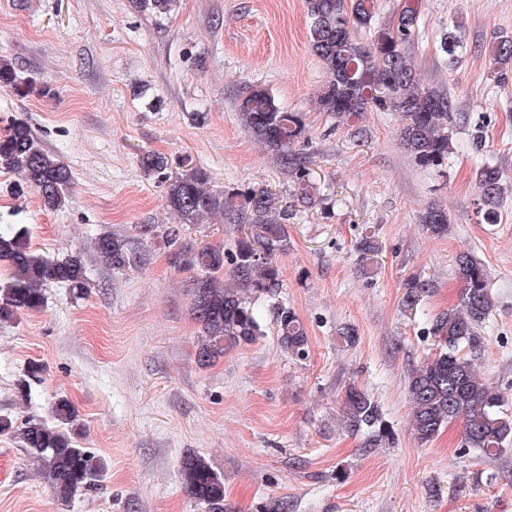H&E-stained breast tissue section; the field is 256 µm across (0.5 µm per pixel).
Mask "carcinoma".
Listing matches in <instances>:
<instances>
[{
  "mask_svg": "<svg viewBox=\"0 0 512 512\" xmlns=\"http://www.w3.org/2000/svg\"><path fill=\"white\" fill-rule=\"evenodd\" d=\"M134 6L157 19L167 17L176 0H133ZM310 20L309 42L320 59L327 80L317 95L319 108L338 124L351 127L353 137L366 135L364 113L375 108L400 112V142L415 164L425 169L442 167L452 154V113L448 90L421 81L426 70L436 72L456 62L462 43L458 32L441 40L443 58L416 62L408 48L419 26L421 0H404L400 12L389 23L375 25L376 0H305ZM370 34L368 44L356 41L360 31ZM512 63V39L492 43V70ZM0 88L17 95L29 85L17 74L13 63L0 59ZM240 119L260 143L281 173L298 185L304 199L320 193L301 152L305 124L298 112L284 110L262 87H250L237 105ZM141 169L166 187L171 212L179 223L159 229L141 225V233L159 239L171 264L185 279L190 311L201 326L197 357L208 365L230 348L248 345L261 335L259 315L253 300L274 295L280 288L279 257L288 252V213L267 190L226 194L208 187L210 175L191 166L181 174L166 173L168 161L158 153H143ZM0 169L18 173L23 183L41 198L45 208L59 211L70 198L72 172L59 155L44 149L31 125L14 120L0 134ZM480 201L489 216L503 198L506 187L497 167L483 162L476 166ZM216 213L237 226L235 247L226 252L210 244L189 247L183 242V225L195 224ZM420 223L435 236L448 234L450 217L442 205L427 204ZM94 251L106 266L124 269L134 261L125 240L104 232L94 239ZM379 246L375 236L359 242V265L373 264ZM0 260L8 263L9 277L0 285V324L13 322L23 311H38L46 300V288L62 284L75 293L87 288L79 256L53 258L32 249L28 235L10 224H0ZM455 276L460 283L458 305L438 313L429 334L438 338L436 353L412 370L407 393L412 405L411 428L423 444L437 437L442 428L462 423L463 450L475 448L486 459H495L512 442V416L503 411L498 387L485 378L477 354L482 345L483 325L495 301L488 287L487 268L469 254L455 258ZM281 346L296 356L308 351V336L297 315L286 306L273 311ZM42 368L30 363L17 390L27 394L31 383L41 381ZM56 424L27 419L17 423L0 415V434L22 443L25 456L39 475L47 479L61 508L81 492L95 489L106 475L104 459L81 447L71 435L76 414L65 400L53 406ZM342 425L353 433L366 432L379 445L391 439V430L378 404L366 392L349 386L342 399ZM179 474L186 491L207 512H227L224 476L195 452L183 455Z\"/></svg>",
  "mask_w": 512,
  "mask_h": 512,
  "instance_id": "cac0c4a2",
  "label": "carcinoma"
}]
</instances>
